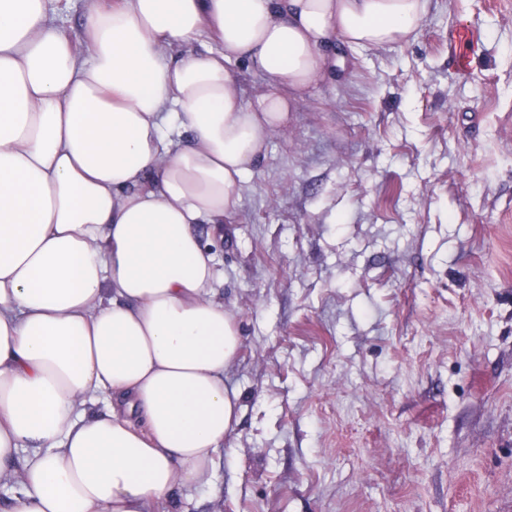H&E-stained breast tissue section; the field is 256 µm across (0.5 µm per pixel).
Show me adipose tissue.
Returning a JSON list of instances; mask_svg holds the SVG:
<instances>
[{"mask_svg": "<svg viewBox=\"0 0 512 512\" xmlns=\"http://www.w3.org/2000/svg\"><path fill=\"white\" fill-rule=\"evenodd\" d=\"M61 3L0 0V512H169L239 419L205 235L334 43L408 42L430 0H86L75 36ZM226 67L247 98L254 97L268 90L266 78L251 72L242 61L230 60L226 63Z\"/></svg>", "mask_w": 512, "mask_h": 512, "instance_id": "1", "label": "adipose tissue"}]
</instances>
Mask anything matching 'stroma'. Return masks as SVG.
<instances>
[{
    "mask_svg": "<svg viewBox=\"0 0 512 512\" xmlns=\"http://www.w3.org/2000/svg\"><path fill=\"white\" fill-rule=\"evenodd\" d=\"M339 53L210 241L240 420L179 512H512V0Z\"/></svg>",
    "mask_w": 512,
    "mask_h": 512,
    "instance_id": "35a3bbf8",
    "label": "stroma"
}]
</instances>
